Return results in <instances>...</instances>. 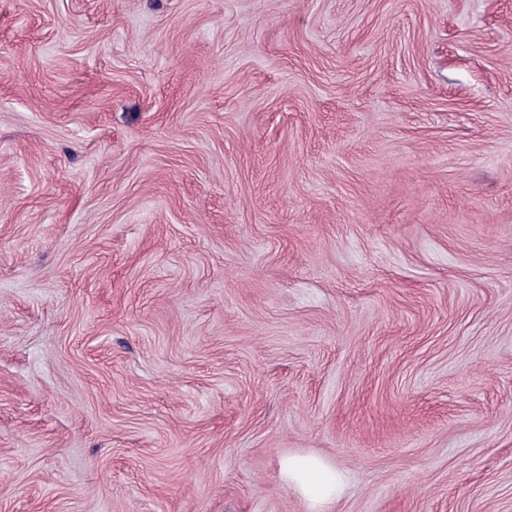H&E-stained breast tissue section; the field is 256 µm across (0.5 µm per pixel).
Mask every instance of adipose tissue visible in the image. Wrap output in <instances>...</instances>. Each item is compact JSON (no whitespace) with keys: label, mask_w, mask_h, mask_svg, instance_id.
<instances>
[{"label":"adipose tissue","mask_w":512,"mask_h":512,"mask_svg":"<svg viewBox=\"0 0 512 512\" xmlns=\"http://www.w3.org/2000/svg\"><path fill=\"white\" fill-rule=\"evenodd\" d=\"M281 476L303 496L311 512H324L343 489L342 474L313 455L289 457L282 464Z\"/></svg>","instance_id":"obj_1"}]
</instances>
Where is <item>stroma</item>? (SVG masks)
Wrapping results in <instances>:
<instances>
[{
  "label": "stroma",
  "mask_w": 512,
  "mask_h": 512,
  "mask_svg": "<svg viewBox=\"0 0 512 512\" xmlns=\"http://www.w3.org/2000/svg\"><path fill=\"white\" fill-rule=\"evenodd\" d=\"M512 512V0H0V512ZM281 476L303 496L310 512H324L343 489L342 474L313 455L288 457L282 464Z\"/></svg>",
  "instance_id": "stroma-1"
}]
</instances>
